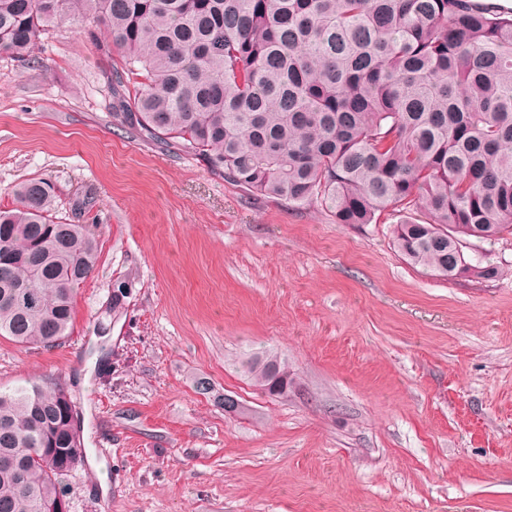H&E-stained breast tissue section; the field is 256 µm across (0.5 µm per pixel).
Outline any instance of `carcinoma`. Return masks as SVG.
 I'll use <instances>...</instances> for the list:
<instances>
[{"mask_svg":"<svg viewBox=\"0 0 512 512\" xmlns=\"http://www.w3.org/2000/svg\"><path fill=\"white\" fill-rule=\"evenodd\" d=\"M81 18L108 74L118 125L198 156L212 172L338 224L416 207L395 228L402 257L455 280L497 274L463 241L512 233V10L477 0H0V56L31 62L41 33ZM141 78L132 99L120 94ZM0 210V337L52 349L98 260L96 224L53 218L32 178ZM133 279L112 284V318ZM241 369L288 393V363ZM78 417L52 380L0 392V512H55Z\"/></svg>","mask_w":512,"mask_h":512,"instance_id":"obj_1","label":"carcinoma"}]
</instances>
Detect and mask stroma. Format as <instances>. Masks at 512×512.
I'll list each match as a JSON object with an SVG mask.
<instances>
[{
    "label": "stroma",
    "mask_w": 512,
    "mask_h": 512,
    "mask_svg": "<svg viewBox=\"0 0 512 512\" xmlns=\"http://www.w3.org/2000/svg\"><path fill=\"white\" fill-rule=\"evenodd\" d=\"M109 65L70 16L34 62L0 58V210L42 178L59 221L99 227L66 342L0 338V391L50 377L79 411L69 512H512V234L477 249L493 279L427 274L398 212L340 224L116 126ZM251 353L287 361V395ZM130 288H134L133 279L125 277L117 279L112 284V297L109 303V309H112L113 318H119L126 313L128 308V298L130 297ZM239 364L241 369L251 376L255 384L270 395L280 396L288 393V385L290 386L292 380L288 377V363L281 361L277 356L251 354L241 359ZM272 364L278 366L277 372L280 374V378L277 380L270 371Z\"/></svg>",
    "instance_id": "stroma-1"
}]
</instances>
